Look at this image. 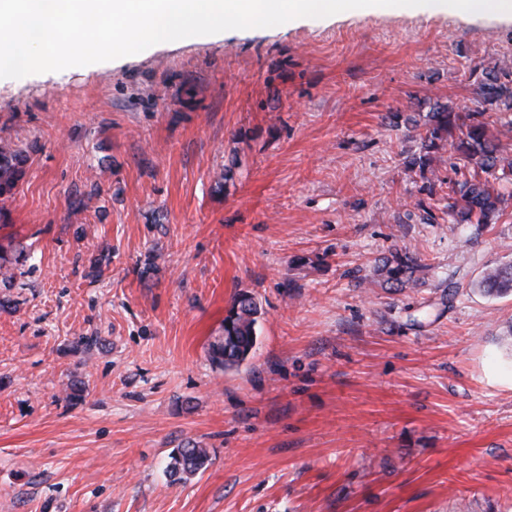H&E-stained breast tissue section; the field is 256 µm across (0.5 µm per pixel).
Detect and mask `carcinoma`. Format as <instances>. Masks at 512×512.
Wrapping results in <instances>:
<instances>
[{
	"label": "carcinoma",
	"instance_id": "carcinoma-1",
	"mask_svg": "<svg viewBox=\"0 0 512 512\" xmlns=\"http://www.w3.org/2000/svg\"><path fill=\"white\" fill-rule=\"evenodd\" d=\"M479 96V107L435 103L428 113L421 134L422 151L405 159L409 170L419 172L427 199L419 200L415 209L425 224L437 223L429 200L444 192L448 222L451 224H495L503 215L504 195L496 184L512 181V154L491 129L488 113L504 116L512 127V67L495 62L477 63L470 69ZM448 147L454 156L448 175L433 167L437 154ZM28 161L25 152L0 146V199L9 198L21 179ZM426 269L419 256L391 250L377 265L376 272L391 288L415 287L419 273ZM477 288L487 296L512 293V261L486 267ZM259 307L255 298L241 292L224 317V341L211 347L212 361L224 368L240 365L256 345ZM209 451L189 441L171 456L169 476L175 480L195 474L207 467Z\"/></svg>",
	"mask_w": 512,
	"mask_h": 512
}]
</instances>
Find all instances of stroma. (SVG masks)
I'll return each instance as SVG.
<instances>
[{"instance_id":"35a3bbf8","label":"stroma","mask_w":512,"mask_h":512,"mask_svg":"<svg viewBox=\"0 0 512 512\" xmlns=\"http://www.w3.org/2000/svg\"><path fill=\"white\" fill-rule=\"evenodd\" d=\"M496 60L511 19L371 7L0 79L28 156L0 253L30 255L0 283V512H512V294L475 287L512 200L425 224L404 165ZM392 248L423 285L375 284ZM243 291L257 345L227 370ZM188 440L211 461L171 480ZM259 307L248 292H241L224 317V342L211 347L212 361L225 369L244 362L256 345Z\"/></svg>"}]
</instances>
